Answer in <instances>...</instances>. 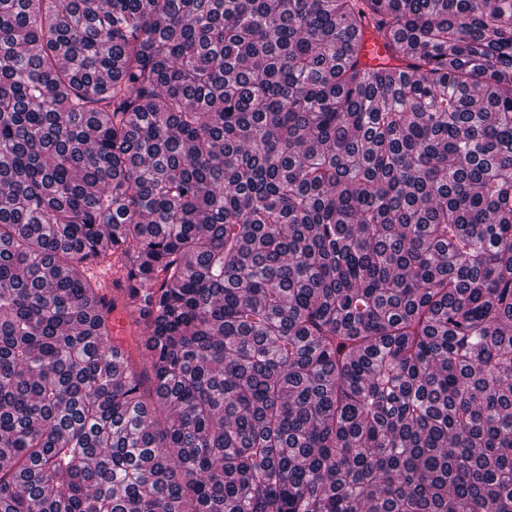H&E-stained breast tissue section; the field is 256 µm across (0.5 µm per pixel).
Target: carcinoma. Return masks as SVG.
<instances>
[{"label":"carcinoma","instance_id":"obj_1","mask_svg":"<svg viewBox=\"0 0 512 512\" xmlns=\"http://www.w3.org/2000/svg\"><path fill=\"white\" fill-rule=\"evenodd\" d=\"M0 512H512V0H0ZM134 315L126 308L118 304L116 309L112 311L110 319L112 320L113 334L123 337L122 342L126 346L127 343L133 345V339H137L136 332H129L128 335L122 336L127 330H130L134 325ZM134 330V327L132 328Z\"/></svg>","mask_w":512,"mask_h":512}]
</instances>
